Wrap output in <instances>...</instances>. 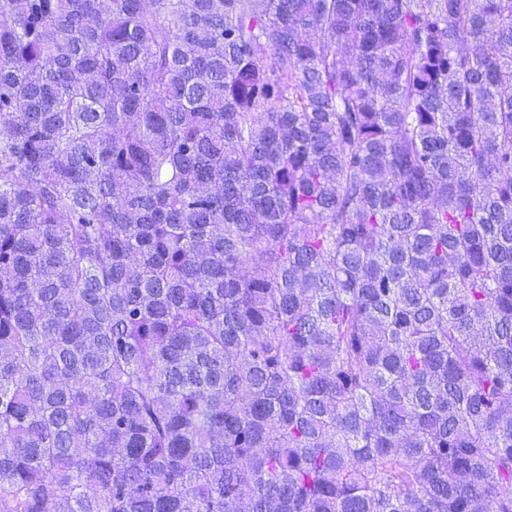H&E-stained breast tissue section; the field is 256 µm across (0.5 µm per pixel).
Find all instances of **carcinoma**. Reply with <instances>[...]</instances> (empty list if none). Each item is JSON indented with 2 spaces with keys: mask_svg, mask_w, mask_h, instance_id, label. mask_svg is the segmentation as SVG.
Masks as SVG:
<instances>
[{
  "mask_svg": "<svg viewBox=\"0 0 512 512\" xmlns=\"http://www.w3.org/2000/svg\"><path fill=\"white\" fill-rule=\"evenodd\" d=\"M0 512H512V0H0Z\"/></svg>",
  "mask_w": 512,
  "mask_h": 512,
  "instance_id": "carcinoma-1",
  "label": "carcinoma"
}]
</instances>
